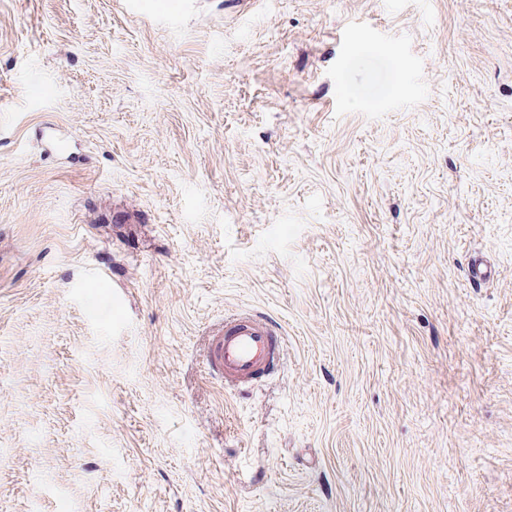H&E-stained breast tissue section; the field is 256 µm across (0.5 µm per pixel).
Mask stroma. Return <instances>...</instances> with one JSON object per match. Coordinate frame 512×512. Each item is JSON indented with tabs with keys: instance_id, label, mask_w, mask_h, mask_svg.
<instances>
[{
	"instance_id": "obj_1",
	"label": "stroma",
	"mask_w": 512,
	"mask_h": 512,
	"mask_svg": "<svg viewBox=\"0 0 512 512\" xmlns=\"http://www.w3.org/2000/svg\"><path fill=\"white\" fill-rule=\"evenodd\" d=\"M245 2L0 0V512H512V0ZM285 342L280 324L249 312L224 317L206 356L210 377L233 392L251 389L278 371Z\"/></svg>"
}]
</instances>
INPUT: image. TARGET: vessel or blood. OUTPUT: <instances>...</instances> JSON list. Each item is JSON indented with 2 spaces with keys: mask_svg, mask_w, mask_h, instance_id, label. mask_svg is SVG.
<instances>
[{
  "mask_svg": "<svg viewBox=\"0 0 512 512\" xmlns=\"http://www.w3.org/2000/svg\"><path fill=\"white\" fill-rule=\"evenodd\" d=\"M284 342L281 325L269 318L249 312L227 316L209 342V375L225 389H251L278 371Z\"/></svg>",
  "mask_w": 512,
  "mask_h": 512,
  "instance_id": "vessel-or-blood-1",
  "label": "vessel or blood"
}]
</instances>
